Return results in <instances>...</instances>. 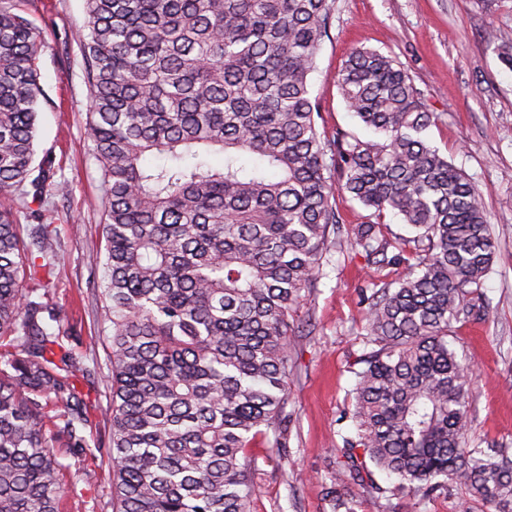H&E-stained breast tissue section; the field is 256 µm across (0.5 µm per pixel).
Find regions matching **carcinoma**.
Returning a JSON list of instances; mask_svg holds the SVG:
<instances>
[{"label": "carcinoma", "mask_w": 512, "mask_h": 512, "mask_svg": "<svg viewBox=\"0 0 512 512\" xmlns=\"http://www.w3.org/2000/svg\"><path fill=\"white\" fill-rule=\"evenodd\" d=\"M90 150L104 191L112 512H250L251 448L284 447L297 308L330 243L405 266L364 296L342 461L325 497L372 464L429 496L443 477L512 512V459L470 448V379L448 337L484 319L495 243L481 196L423 139L432 113L405 66L352 50L336 75L348 111L379 135L322 136L310 78L333 0H83ZM41 41L0 0V512H60L68 464L50 440L86 448L89 406L70 382L54 308L33 298L51 243L24 242L13 193L55 181L35 163ZM221 153L224 164L198 160ZM149 155L170 162L148 165ZM196 159L186 164V157ZM337 180H332V174ZM371 211L343 229L336 193ZM411 235L381 233L385 213ZM46 260L36 263L37 258ZM64 405L61 415L51 411Z\"/></svg>", "instance_id": "cac0c4a2"}]
</instances>
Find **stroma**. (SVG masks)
Listing matches in <instances>:
<instances>
[{"label":"stroma","instance_id":"obj_1","mask_svg":"<svg viewBox=\"0 0 512 512\" xmlns=\"http://www.w3.org/2000/svg\"><path fill=\"white\" fill-rule=\"evenodd\" d=\"M22 13L42 40V95L38 157L50 158L68 195L47 197L45 220L53 246L45 300L62 317L64 349L80 357L72 381L91 405L86 437L93 453L63 447L69 468L61 512H112L111 468L102 444L108 437L106 376L112 326L98 291L105 275V221L101 171L87 141L91 94L80 34L83 0H23ZM512 31V0H335L328 38L317 55L311 90L320 103L319 130L369 132L345 108L336 74L347 53L364 46L396 57L421 91L434 122L428 143L462 169L479 192L495 240L483 284L487 319L455 326L456 349L474 370L470 443L501 448L512 457V68L499 57V36ZM404 269L367 263L357 248L331 247L316 288L300 308L309 334L291 349L284 426L286 453L254 448L256 494L251 512H331L323 487L336 468L344 436L354 371L365 349L363 288L393 282ZM372 485L348 488L351 512H486L457 485L432 497L396 491V479L376 471Z\"/></svg>","mask_w":512,"mask_h":512}]
</instances>
